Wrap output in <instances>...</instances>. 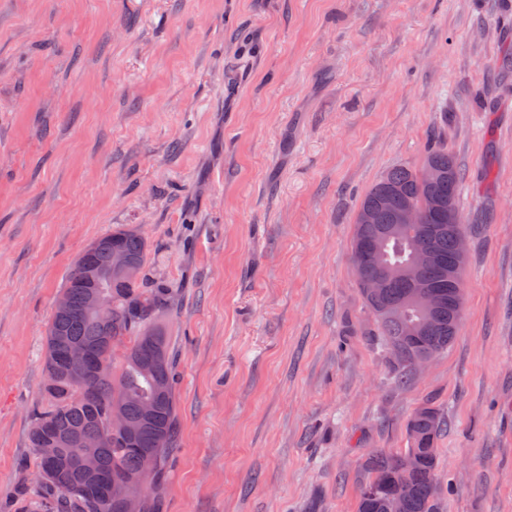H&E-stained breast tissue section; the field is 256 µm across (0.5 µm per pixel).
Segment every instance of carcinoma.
Listing matches in <instances>:
<instances>
[{
    "instance_id": "cac0c4a2",
    "label": "carcinoma",
    "mask_w": 512,
    "mask_h": 512,
    "mask_svg": "<svg viewBox=\"0 0 512 512\" xmlns=\"http://www.w3.org/2000/svg\"><path fill=\"white\" fill-rule=\"evenodd\" d=\"M423 165L434 175L423 182L418 170L394 167L369 190L355 220L353 244L374 243L389 273L387 287L376 295L361 289L380 335L397 365V380L408 377L423 355L436 356L452 343L462 310L463 285H454L453 273L463 272L466 257L455 252V237L465 231L457 207L460 173L448 151L438 146L427 152ZM376 212L371 224L362 223L367 208ZM414 207L422 223L406 224L402 233L384 237L380 228L393 223L397 211ZM455 223H448V213ZM418 238L436 253L420 280L412 282L404 268ZM112 248L122 251L139 270L127 280L112 274V308L92 313L87 297L92 291L74 265L62 294L68 310L52 316L45 338V405L34 413L29 444L38 448L44 438L58 449L57 461L36 457V467L23 492L31 498L28 512H160L155 490L160 486L174 449L177 418L174 400L175 356L159 316L167 306L168 289L147 278L148 243L133 227L112 230ZM435 299L430 327L417 334L424 313L413 301L420 291ZM127 344L120 363L114 348ZM83 347L88 358L76 365L70 347ZM152 409L151 417L145 411ZM111 416L137 425L132 434L112 432V447L94 448L93 441L108 427ZM444 426L438 409L424 405L407 423L408 448L396 454L374 453L363 463L368 473L360 488L357 512H388L389 502L402 497L403 512H440L437 441ZM155 457L146 483L138 481L143 456ZM99 456L100 466L89 473L81 468L86 456Z\"/></svg>"
}]
</instances>
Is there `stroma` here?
I'll list each match as a JSON object with an SVG mask.
<instances>
[{
	"instance_id": "1",
	"label": "stroma",
	"mask_w": 512,
	"mask_h": 512,
	"mask_svg": "<svg viewBox=\"0 0 512 512\" xmlns=\"http://www.w3.org/2000/svg\"><path fill=\"white\" fill-rule=\"evenodd\" d=\"M437 139L463 315L398 383L355 218ZM122 225L172 290L161 512H356L426 403L443 512H512V0H0V512L35 467L56 299Z\"/></svg>"
}]
</instances>
